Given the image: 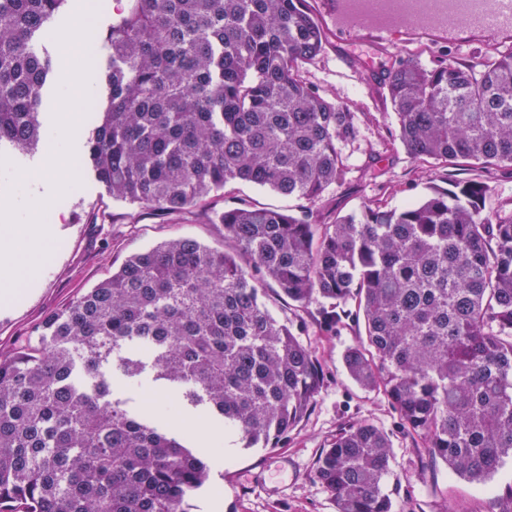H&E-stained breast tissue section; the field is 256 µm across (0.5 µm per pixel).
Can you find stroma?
<instances>
[{"instance_id":"stroma-1","label":"stroma","mask_w":512,"mask_h":512,"mask_svg":"<svg viewBox=\"0 0 512 512\" xmlns=\"http://www.w3.org/2000/svg\"><path fill=\"white\" fill-rule=\"evenodd\" d=\"M484 36L462 41L438 34L413 37L403 49L350 45L329 37L313 60L301 67L303 78L330 101L356 112L360 135L346 146L344 180L313 205L322 224L376 204L398 209L415 202L429 184L445 185L443 168L420 164L396 143H390L396 116L385 89L393 61L411 56L423 64L450 58L480 66L492 48ZM80 186L49 209L54 228L53 258L36 284L21 285L10 302L0 301V349L8 351L34 336L43 319L85 289L111 275L125 258L171 237H189L220 248L224 227L216 216L225 207L256 205L296 211L299 199L250 185L232 183L222 195L190 211L159 216L113 200L86 162H79ZM270 313L298 329L301 341L319 360L322 386L312 410L276 447L246 450L230 439L221 447L223 462L210 484L190 500L191 512H335L330 494L315 477L316 462L343 425L368 422L392 440V472L386 486L404 512H498L497 496L512 480V460L494 478L471 482L431 463L420 439L407 433L388 398L357 386L342 362L344 351L360 343L364 328L347 319L336 332L319 323L325 301L306 307L289 304L275 290L264 298Z\"/></svg>"}]
</instances>
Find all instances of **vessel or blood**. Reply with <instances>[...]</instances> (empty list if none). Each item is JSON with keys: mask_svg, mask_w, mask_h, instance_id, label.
<instances>
[{"mask_svg": "<svg viewBox=\"0 0 512 512\" xmlns=\"http://www.w3.org/2000/svg\"><path fill=\"white\" fill-rule=\"evenodd\" d=\"M332 20L357 44L400 32L493 36L512 31V0H336Z\"/></svg>", "mask_w": 512, "mask_h": 512, "instance_id": "obj_1", "label": "vessel or blood"}]
</instances>
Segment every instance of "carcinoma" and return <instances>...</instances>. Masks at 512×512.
I'll return each mask as SVG.
<instances>
[{"label": "carcinoma", "instance_id": "obj_1", "mask_svg": "<svg viewBox=\"0 0 512 512\" xmlns=\"http://www.w3.org/2000/svg\"><path fill=\"white\" fill-rule=\"evenodd\" d=\"M67 0H0V146L43 133L49 56L33 45ZM304 0H127L84 143L112 198L185 212L229 183L310 204L346 173L355 113L299 76L325 40ZM386 90L390 132L415 161L512 170V49L475 71L402 59ZM479 178L430 184L400 210L330 224L243 206L218 215L224 249L187 237L129 256L51 314L36 341L0 351V512H189L218 451L114 396L105 371L152 374L245 448H266L311 410L320 364L265 308L264 287L324 327L353 317L365 341L343 361L384 393L429 455L469 481L512 459V211L491 221ZM392 443L342 428L315 476L336 512H396Z\"/></svg>", "mask_w": 512, "mask_h": 512}]
</instances>
